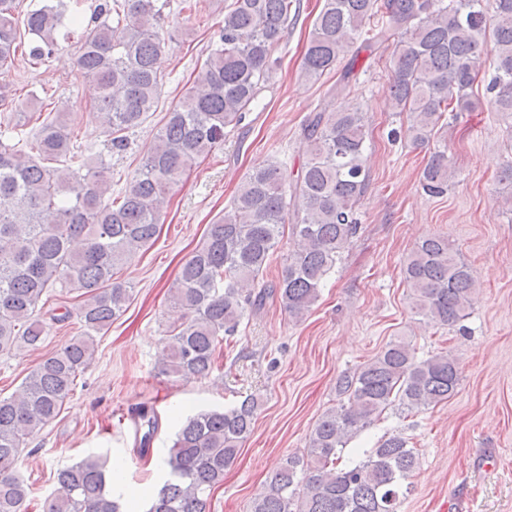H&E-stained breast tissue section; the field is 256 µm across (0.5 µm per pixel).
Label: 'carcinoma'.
Here are the masks:
<instances>
[{
    "label": "carcinoma",
    "instance_id": "cac0c4a2",
    "mask_svg": "<svg viewBox=\"0 0 512 512\" xmlns=\"http://www.w3.org/2000/svg\"><path fill=\"white\" fill-rule=\"evenodd\" d=\"M156 2L99 0L90 19L69 18L81 29L76 65L97 84L93 108L107 117L113 154L126 150V133L159 100L156 60L166 43ZM292 2L233 0L192 87L171 103L141 167L113 199L104 161L72 168L82 151L64 113L26 138L0 132V355L19 356L42 342L49 327L35 311L56 286L77 292L80 301L54 320L75 315L83 328L35 365L19 395L0 398V512H24L34 489L15 470L22 446L60 415L76 378L93 361L95 336L125 311L129 290L112 281L116 265L154 244L171 185L224 142L226 128L244 120L278 64L272 51ZM63 24L64 12L54 5L21 15L17 0H0V71L18 55L35 63L49 58ZM392 36L398 42L387 92L396 111L409 113L412 144H429L446 126V113L475 108L473 85L488 58V104L512 117V0H494L491 13L484 0H324L301 74L319 80L346 56L334 85L340 93L361 53H374ZM367 137L361 110L324 106L302 129L306 161L296 176L279 160L246 174L230 207L208 225L205 244L181 267L172 291L180 321L169 327L160 374L173 382L208 377L224 340L269 299L297 321L310 311L359 231L356 205L369 185ZM452 178L447 150L434 149L423 189L442 197ZM286 224L292 247L269 280ZM404 278L414 315L465 331L477 282L448 238L418 241ZM457 385L451 352L420 358L404 338L387 343L339 377V401L312 429L306 453L272 471L250 512H398L418 464L410 438L384 436L359 461L344 460L345 449L386 410H428L451 398ZM260 406L253 394L223 411L186 418L168 451L169 477L147 512H206L207 496L235 463ZM55 483L43 512H120L106 490L105 465L95 458L58 470Z\"/></svg>",
    "mask_w": 512,
    "mask_h": 512
}]
</instances>
